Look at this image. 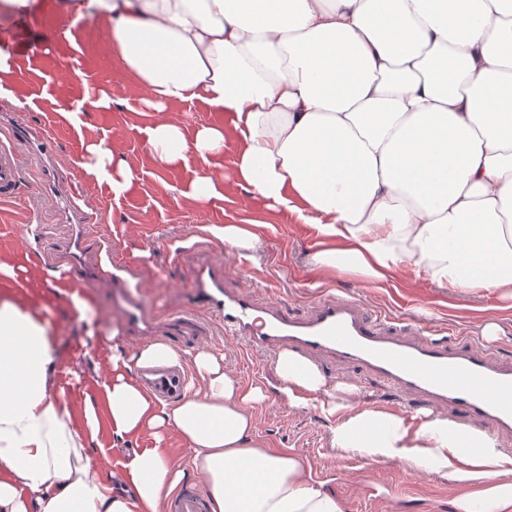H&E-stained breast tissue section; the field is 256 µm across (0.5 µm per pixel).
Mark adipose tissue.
<instances>
[{
    "label": "adipose tissue",
    "instance_id": "obj_1",
    "mask_svg": "<svg viewBox=\"0 0 512 512\" xmlns=\"http://www.w3.org/2000/svg\"><path fill=\"white\" fill-rule=\"evenodd\" d=\"M138 86L144 133L168 168L198 158L183 193L223 198L219 173L316 238L325 276L381 283L399 274L512 299V9L503 0H74ZM197 103L216 121L190 126ZM85 167L113 192L135 186L134 162L102 139ZM38 303L0 306V512H162L186 479L202 481L209 512H345L311 484L303 458L256 435L265 395L212 351L155 342L113 351L100 387L107 407L71 424ZM190 366L174 402L151 394L143 369ZM280 400L315 401L333 416L332 444L372 461L399 459L457 481L456 512H512V457L498 439L436 416L330 401L324 376L285 350ZM148 446L113 469L88 448L101 424ZM187 456L176 464L166 439Z\"/></svg>",
    "mask_w": 512,
    "mask_h": 512
}]
</instances>
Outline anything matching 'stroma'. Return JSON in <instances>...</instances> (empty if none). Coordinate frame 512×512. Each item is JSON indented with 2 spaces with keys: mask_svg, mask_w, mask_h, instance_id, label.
Returning a JSON list of instances; mask_svg holds the SVG:
<instances>
[{
  "mask_svg": "<svg viewBox=\"0 0 512 512\" xmlns=\"http://www.w3.org/2000/svg\"><path fill=\"white\" fill-rule=\"evenodd\" d=\"M62 2L0 4V49L10 50L19 64L7 94L0 96V126L49 121L58 141L57 180L77 182L100 205L92 223L101 225L113 252L133 268L144 301L156 315L182 309L193 268L207 257L222 261L229 287H249L258 303H279L298 314L305 313L320 292L340 289L356 295L370 314L381 319L422 324L444 335L470 337L480 332L485 321H495L500 332L494 344L504 359L512 361V306L497 295L455 292L404 275L374 285L324 278L313 273L308 263L315 249L309 225L262 208L235 186L223 198L208 202L183 195L182 188L200 170V161L192 158L187 165L171 169L154 160L143 133L149 118L138 103L140 90L119 62L101 68V40H94L92 49H83L85 22L62 20ZM104 91L112 96L111 107H94ZM70 111L77 112L78 122L67 119ZM100 138L134 160L137 184L132 191L114 194L107 182L84 169L86 143ZM44 182V176L24 171L18 198L0 202V262L28 259L26 275L35 282L54 280L55 274L43 263L42 242L25 233L30 214L49 225L54 240L70 232L55 201H45L39 211H32L31 203ZM244 220L260 222V241L254 250L239 255L227 250L212 229ZM88 302L85 321L65 302L51 305L41 315L62 372L82 378L80 388L68 394L76 425L81 422L80 405L106 374L113 348L132 354L142 345L139 339L119 335L107 289H99ZM200 316L213 324L208 349L223 354L225 368L242 382L262 387L269 396L256 410L259 437L272 447L300 455L309 481L341 500L347 512H456L459 483L400 460L373 462L356 452L339 451L332 445L334 421L314 403L291 407L276 397L275 356L244 353L236 338L214 325L213 313L204 310ZM313 362L329 386L353 387L361 407L394 412L407 402L397 387L356 365L326 354L315 356Z\"/></svg>",
  "mask_w": 512,
  "mask_h": 512,
  "instance_id": "1",
  "label": "stroma"
}]
</instances>
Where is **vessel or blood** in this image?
Returning a JSON list of instances; mask_svg holds the SVG:
<instances>
[{"instance_id": "b4317fda", "label": "vessel or blood", "mask_w": 512, "mask_h": 512, "mask_svg": "<svg viewBox=\"0 0 512 512\" xmlns=\"http://www.w3.org/2000/svg\"><path fill=\"white\" fill-rule=\"evenodd\" d=\"M55 152L54 138L40 124L0 128V200L16 198L25 161L37 164ZM87 207L84 194L71 189L65 210L75 231L63 247L50 243L44 225H28L27 231L47 241L49 265L60 277L109 290L123 334L195 345L208 331L197 314L203 307L216 313L225 334L246 350L329 352L406 392L405 412L423 416L447 406L462 419L484 424L491 434L512 435V364L499 360L490 344L463 338L452 342L410 323L392 326L371 319L354 294L345 291L320 295L302 315L282 305L261 307L249 291L226 288L224 266L213 261L196 267L187 309L158 318L145 306L131 267L113 256L110 241L90 223ZM143 377L151 391L168 401L179 398L185 382L184 375L164 366L145 370ZM168 510L205 512L206 505L196 488L187 487L170 499Z\"/></svg>"}]
</instances>
